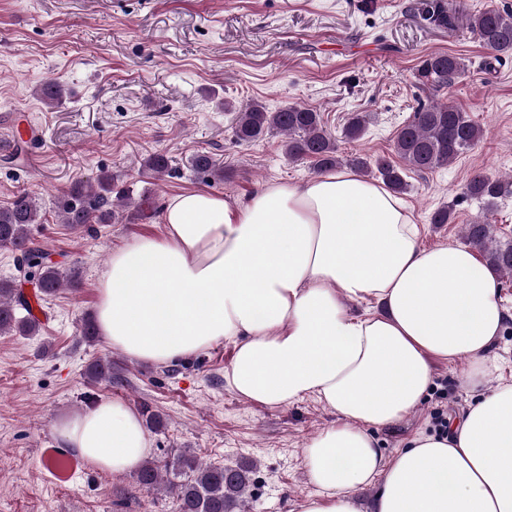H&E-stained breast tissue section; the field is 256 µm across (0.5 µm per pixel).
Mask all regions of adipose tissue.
Here are the masks:
<instances>
[{"instance_id":"1","label":"adipose tissue","mask_w":512,"mask_h":512,"mask_svg":"<svg viewBox=\"0 0 512 512\" xmlns=\"http://www.w3.org/2000/svg\"><path fill=\"white\" fill-rule=\"evenodd\" d=\"M161 222L160 236L113 251L97 285L99 332L157 365L230 341L224 379L236 393L329 407L336 424L304 450L319 492L293 512H358L355 490L375 482L376 512H512V384L393 456L374 436L423 401L432 359L467 358L463 387H483L507 314L499 279L471 248H422L403 202L349 169L263 183L243 198L181 192ZM362 302L383 314H352ZM53 427L61 447L112 474L152 448L138 414L114 399Z\"/></svg>"}]
</instances>
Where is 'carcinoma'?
Here are the masks:
<instances>
[{"mask_svg":"<svg viewBox=\"0 0 512 512\" xmlns=\"http://www.w3.org/2000/svg\"><path fill=\"white\" fill-rule=\"evenodd\" d=\"M430 22L453 34L465 31L493 53V59L512 56V11L496 8L464 14L460 9L437 0L429 12ZM465 72L464 60L448 53H431L421 63L419 76L428 85L445 88ZM37 94L47 103H60L64 90L60 83L47 80L39 85ZM368 116L355 114L344 128V137L360 139L366 130ZM270 134H283L285 154L291 161L309 160L316 171L349 166L365 176L382 180L393 193L407 190L405 171H429L453 163L483 136V130L466 112L450 102L434 103L418 108L397 131L394 151L399 162L384 157L341 156L336 140L325 128L321 113L305 106H286L273 112L260 103H249L235 115V137L239 142H256ZM191 168L213 180L224 179V167L207 152H198L190 159ZM143 168L156 178L171 174L169 158L162 153L148 156ZM114 177L102 172L96 185L80 183L62 191L57 199L59 222L71 229L88 224H109L113 208L124 206L126 190H116ZM464 195L494 201L512 195V179L506 181L483 173L472 175ZM35 198L28 192L15 195L6 207L0 208V247L17 253L18 272L34 281V296L41 301L62 288H78L77 275L47 260V252L29 236V226L39 223ZM464 239L482 252L485 263L501 276L512 278V244H497L489 216L478 217L465 225ZM40 329L39 319L32 315L31 303L16 279L0 280V335L13 332L34 335ZM87 379L95 384L112 385V360L96 359L86 368ZM173 481L168 487L175 491L180 512H244L245 495L250 487L253 465L243 463L233 468L206 465L192 454L178 455L165 467ZM140 485L157 488L163 478L160 466L144 461L136 473Z\"/></svg>","mask_w":512,"mask_h":512,"instance_id":"1","label":"carcinoma"}]
</instances>
